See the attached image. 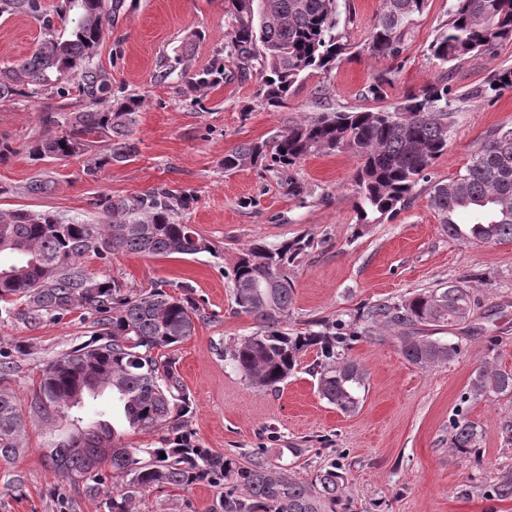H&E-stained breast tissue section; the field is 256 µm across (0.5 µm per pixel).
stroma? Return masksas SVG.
<instances>
[{"mask_svg":"<svg viewBox=\"0 0 512 512\" xmlns=\"http://www.w3.org/2000/svg\"><path fill=\"white\" fill-rule=\"evenodd\" d=\"M44 19L0 16V66L30 55L51 20L69 31L74 12L65 0H41ZM381 0H349L339 30L349 48L329 73L309 71L294 84L287 108L261 106L257 80L222 79L200 92L191 77L210 70L224 56L229 21L224 0H125L113 18L93 63L110 78L113 100L132 95L143 101L133 125L139 147L130 161L88 177L86 157L33 161L29 148L48 128L47 112H74L84 102L75 79L69 93L43 91L0 101V140L14 154L0 164V209L49 211L64 221L94 223L102 201L132 198L157 188L190 197L179 210L208 251L185 258L123 253L104 261L87 255L88 273L114 278L147 291L160 286L189 297L203 315L195 333L176 347L181 376L192 399L191 428L199 443L215 452L248 460L255 449L286 467L300 482L312 481L339 463L351 512H512V499L497 500L490 489L512 471V394L478 396L471 377L483 362L512 371V242L463 243L448 238L431 206L433 184L464 171L494 129L512 128V87L496 97L477 95L500 69L512 67V40L484 54L447 65L431 59L427 47L448 13V0H428L395 59L371 56L365 39ZM391 71L384 100L366 91L381 72ZM449 84L459 103L448 150L413 189L407 204L390 218L361 223L353 180L358 160L346 153L313 154L297 163L293 176L307 189L289 195L278 172L250 166L225 172V154L266 139L303 115L388 108L407 93ZM53 180L50 193L27 187L38 176ZM299 235L308 247L289 270L294 286L288 319L291 332L319 331L341 323L357 325L363 308L392 302L423 288L455 282L468 288L471 313L454 328H428L430 336L452 340L459 355L445 364L419 368L407 362L391 335L351 339L347 359L365 372L366 389L356 412L346 414L322 399L307 370L278 391L250 388L225 360V345L253 334L257 321L237 312L233 268L243 247L270 245ZM91 328L78 314L29 328L0 320V347L13 352L17 368L0 379L28 412L33 380L42 364L88 339ZM477 422L474 452L458 457L451 447L457 415ZM42 428L29 427L26 448L12 470L23 482L15 489L0 479V512H105L112 493L104 483L98 498L58 496L57 479L44 454ZM213 490H151L135 512H210Z\"/></svg>","mask_w":512,"mask_h":512,"instance_id":"stroma-1","label":"stroma"}]
</instances>
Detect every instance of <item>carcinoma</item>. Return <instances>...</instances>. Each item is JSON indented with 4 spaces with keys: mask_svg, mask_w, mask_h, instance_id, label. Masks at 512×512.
I'll return each mask as SVG.
<instances>
[{
    "mask_svg": "<svg viewBox=\"0 0 512 512\" xmlns=\"http://www.w3.org/2000/svg\"><path fill=\"white\" fill-rule=\"evenodd\" d=\"M230 31L224 42L225 65L197 76L198 91L210 76L229 74L247 81L259 77V99L272 111L288 107V96L308 71L328 72L347 49L338 31L341 0H225ZM428 0H382L366 39L376 58H397L405 36ZM76 10L67 36L53 32L43 17L41 0H0V15L23 13L42 19L45 36L34 52L0 68V99L33 88L63 97L65 76L79 79L86 102L83 112H49L43 123L52 128L30 147L36 161L60 160L92 152L100 139L105 148L93 152L86 175L94 178L138 154L132 137L142 100L129 97L107 102L106 74L93 66L98 47L124 0H70ZM512 38V0H448V15L427 51L449 64L493 49ZM391 71L379 74L367 93L379 99L392 83ZM512 87V68L498 74L480 93ZM457 112L448 84H431L407 94L393 109L319 112L288 123L267 140L244 144L224 156V170L247 165L286 171L318 153H349L361 165L355 181L360 221L373 224L393 215L408 199L427 170L448 150ZM189 198L157 190L134 199H109L105 218L96 224L62 222L56 215L27 209L0 210V315L13 316L31 328L79 312L88 314L94 331L88 340L43 364L29 417L48 430L46 456L56 475L88 497L98 495L103 466L111 467L112 497L107 512H133L136 501L152 489H188L206 484L215 491L211 512H350L341 466L331 464L309 483L288 476L261 452L248 463L203 448L189 430L192 399L177 368L172 348L196 331L198 308L161 287L134 293L106 277L89 274L82 259L89 253L107 258L119 253L192 256L208 245L188 235L174 215ZM431 205L448 236L484 243L512 241V129L494 130L475 152L464 172L433 187ZM462 212L476 216L463 228ZM307 244L301 239L270 247L249 244L234 268L233 299L240 311L263 323L260 331L237 340L226 357L258 391L278 390L288 382L309 351L316 352L312 370L319 395L344 413L359 405L365 372L352 361L336 360V349L351 336L395 333L405 359L427 368L455 359L458 344L424 334L425 328L455 326L471 312L466 288L450 282L421 291L400 302L379 301L359 317V330L347 333H288L280 323L293 304L289 267ZM471 389L478 395L512 394V371L489 363L474 373ZM111 403L86 419L88 401L104 396ZM135 431L161 429L155 445L115 446L114 407ZM26 421L15 397L0 389V473L24 450ZM478 425L465 417L453 427L452 448L462 458L475 447ZM492 496L512 498V472L491 489Z\"/></svg>",
    "mask_w": 512,
    "mask_h": 512,
    "instance_id": "1",
    "label": "carcinoma"
}]
</instances>
